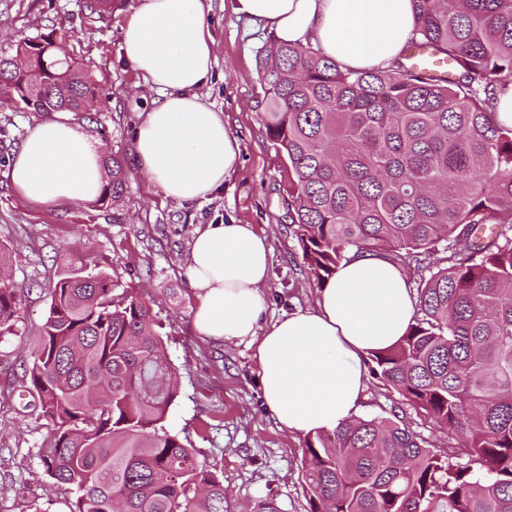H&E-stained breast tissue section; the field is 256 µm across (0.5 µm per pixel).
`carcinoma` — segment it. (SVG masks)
Wrapping results in <instances>:
<instances>
[{"mask_svg":"<svg viewBox=\"0 0 512 512\" xmlns=\"http://www.w3.org/2000/svg\"><path fill=\"white\" fill-rule=\"evenodd\" d=\"M412 2L415 28L385 70L276 41L258 58L289 228L316 284L352 251L418 273L409 330L367 358L399 396L391 416L306 437L311 512H512V125L496 112L512 0ZM416 45L450 77L412 68ZM27 57L49 84L71 77V111L98 93L42 33L0 47V75L22 84ZM126 189L114 157L100 201ZM21 292L0 282V340L17 335ZM162 329L102 271L69 270L51 291L24 378L51 426L38 457L75 486L71 512H224V486L164 428L177 388ZM409 409L447 442L412 429Z\"/></svg>","mask_w":512,"mask_h":512,"instance_id":"cac0c4a2","label":"carcinoma"}]
</instances>
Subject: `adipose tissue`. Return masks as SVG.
Segmentation results:
<instances>
[{"mask_svg":"<svg viewBox=\"0 0 512 512\" xmlns=\"http://www.w3.org/2000/svg\"><path fill=\"white\" fill-rule=\"evenodd\" d=\"M232 11L345 70L388 67L415 26L412 0H232ZM121 38L131 67L162 95L135 130L137 168L167 198L206 199L230 178L240 144L199 94L214 65L204 0H137ZM10 179L25 201L78 205L101 192L103 154L60 115L35 122ZM270 263L269 241L254 225L196 228L184 266L198 299L193 325L215 340L256 342L263 403L281 428L335 430L358 412L366 356L397 343L413 319L407 277L383 258L349 257L320 288L315 309L265 325Z\"/></svg>","mask_w":512,"mask_h":512,"instance_id":"ef3b65f1","label":"adipose tissue"}]
</instances>
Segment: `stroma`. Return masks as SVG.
I'll list each match as a JSON object with an SVG mask.
<instances>
[{
	"instance_id": "obj_1",
	"label": "stroma",
	"mask_w": 512,
	"mask_h": 512,
	"mask_svg": "<svg viewBox=\"0 0 512 512\" xmlns=\"http://www.w3.org/2000/svg\"><path fill=\"white\" fill-rule=\"evenodd\" d=\"M86 0H0V46L40 33L66 37L67 51L96 82L102 103L71 120L121 160L128 189L116 203L24 202L9 169L36 116L0 82V246L5 268L23 288L20 334L0 343V512H70L72 486L44 474L37 450L50 433L34 399L22 393L62 255L105 271L117 289L137 292L163 325L177 397L164 426L196 449L223 483L228 512H260L265 500L279 512H310L302 461L305 437L283 429L265 412L256 348L248 342L199 336L192 324L196 296L182 271L194 230L235 219L269 239L271 274L266 320L313 308L318 286L288 229L283 159L263 124V81L256 58L272 32L237 18L231 0H211L214 75L203 89L240 141L241 154L222 191L188 204L166 197L133 161L134 131L159 94L126 61L121 28L136 0H116L112 22L93 23Z\"/></svg>"
}]
</instances>
